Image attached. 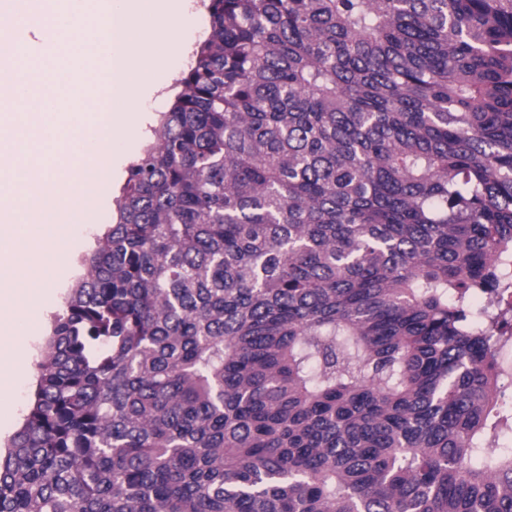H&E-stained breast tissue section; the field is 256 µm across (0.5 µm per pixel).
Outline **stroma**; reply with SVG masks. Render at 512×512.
I'll return each instance as SVG.
<instances>
[{"mask_svg": "<svg viewBox=\"0 0 512 512\" xmlns=\"http://www.w3.org/2000/svg\"><path fill=\"white\" fill-rule=\"evenodd\" d=\"M191 60L190 51L176 54L165 66L158 69L156 81L163 86L166 95L161 99L153 95L146 97L144 108L149 120H156L158 113L167 109L170 96L178 91L177 81ZM142 141V136L137 135L115 146L114 165L103 178V191L93 197L83 219L69 224L67 228L66 253L46 255L45 260L52 268L53 278L49 284L52 300L45 311L32 317L18 334L10 333L7 325L0 322V351L18 343L30 349V358L22 372L8 375L0 370V389L8 391L11 395L9 413L0 412V448L4 447L6 441L19 428L27 412L35 379V365L41 358L50 317L61 310L68 289L78 272L73 259L93 243L102 224L108 222L112 212V199L117 195L125 169L138 153Z\"/></svg>", "mask_w": 512, "mask_h": 512, "instance_id": "1", "label": "stroma"}]
</instances>
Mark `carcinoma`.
<instances>
[{
    "mask_svg": "<svg viewBox=\"0 0 512 512\" xmlns=\"http://www.w3.org/2000/svg\"><path fill=\"white\" fill-rule=\"evenodd\" d=\"M206 9L0 512H512V0Z\"/></svg>",
    "mask_w": 512,
    "mask_h": 512,
    "instance_id": "cac0c4a2",
    "label": "carcinoma"
}]
</instances>
